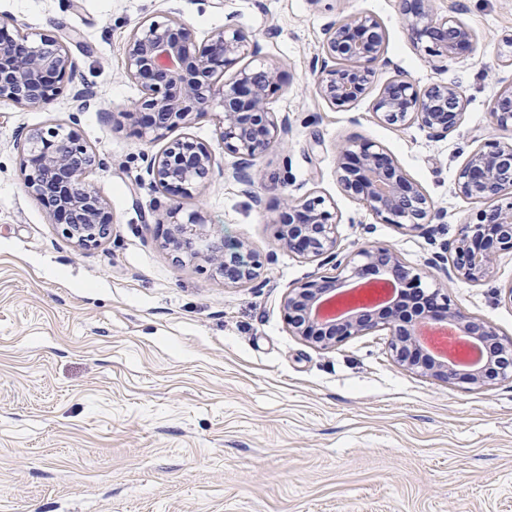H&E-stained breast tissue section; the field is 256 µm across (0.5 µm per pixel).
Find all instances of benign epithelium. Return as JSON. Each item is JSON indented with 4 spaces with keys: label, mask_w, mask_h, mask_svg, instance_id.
Segmentation results:
<instances>
[{
    "label": "benign epithelium",
    "mask_w": 512,
    "mask_h": 512,
    "mask_svg": "<svg viewBox=\"0 0 512 512\" xmlns=\"http://www.w3.org/2000/svg\"><path fill=\"white\" fill-rule=\"evenodd\" d=\"M414 40L428 37L430 52L454 57L473 47L474 32L452 10L433 20V0H401ZM203 54L191 51L192 33L172 16L165 22L136 26L126 46L125 70L141 82L144 95L128 116L141 115V134L159 137L194 116L216 114L224 148L239 157L238 180L254 194L257 159L291 131L288 116L268 111L267 97L279 80L273 65L242 70L232 81L219 79L218 70L245 55H258L260 42L227 24L210 32ZM324 56L315 80L316 93L330 106L347 110L367 94L377 67H386L385 31L373 16L358 20L334 19L324 32ZM78 65L60 35L32 38L11 35L0 20V100L19 106H47L56 85L77 79ZM378 121L394 127L419 126L431 138H442L463 121L462 92L452 83L425 89L403 75L385 82L373 100ZM501 127H512V83L502 88L493 106ZM21 175L25 187L48 210L54 223L76 245L95 247L110 233L111 216L85 175L96 156L73 133L48 128L25 138ZM217 164L215 154L188 139L172 142L147 160L145 172L162 188L182 191L207 182ZM336 169L345 191L357 197L382 223L416 231L444 214L383 148L362 143L336 150ZM463 197L484 202L476 223L461 224L450 243L448 274L468 282L486 280L498 252L512 251V202L497 201L512 194V144L486 143L474 149L456 176ZM278 240L291 252L313 261L333 264L334 276H313L288 289L284 300L289 331L319 350H333L347 340L378 330L389 332L393 360L415 375L448 384L487 388L512 381V341L505 342L490 323L452 306L441 289L422 287L424 272L403 261L388 247L362 248L339 256L336 227L324 200L304 195L287 198L279 215ZM165 246L191 259L216 266L233 284L257 278L258 260L249 245L228 244L208 235L195 214L174 221ZM390 280L395 291L412 286L406 299L393 296L375 307L354 306L342 316L322 319L321 303L352 280L370 277ZM455 330L480 350L479 361L459 366L429 347L423 329Z\"/></svg>",
    "instance_id": "obj_1"
}]
</instances>
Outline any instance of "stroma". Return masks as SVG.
Here are the masks:
<instances>
[{"label":"stroma","mask_w":512,"mask_h":512,"mask_svg":"<svg viewBox=\"0 0 512 512\" xmlns=\"http://www.w3.org/2000/svg\"><path fill=\"white\" fill-rule=\"evenodd\" d=\"M196 46L232 24L255 35L280 87L267 100L291 131L256 162L254 196L236 180L213 116L156 139L130 118L141 86L124 73L126 41L142 21L168 18L166 0H0L29 36L76 30L69 49L98 92L79 110L62 84L45 108L0 101V512H512V382L447 386L400 369L380 330L321 351L293 336L283 302L319 265L288 252L275 221L292 193L333 203L342 253L394 248L446 289L456 307L512 339V252L487 281L445 277L428 260L473 221L478 202L457 194L472 150L512 144L492 102L512 82L505 40L512 0H434L453 7L477 44L441 60L414 44L399 0H178ZM375 16L387 55L420 85L460 86L462 124L435 140L380 123L366 94L347 111L313 91L324 28ZM74 131L96 156L86 179L112 215L95 247L67 239L21 180L32 130ZM190 137L217 167L190 195L146 181L148 157ZM371 142L390 153L446 214L407 232L380 223L336 176V149ZM206 231L247 241L256 281L225 282L214 265L164 245L170 207Z\"/></svg>","instance_id":"1"}]
</instances>
